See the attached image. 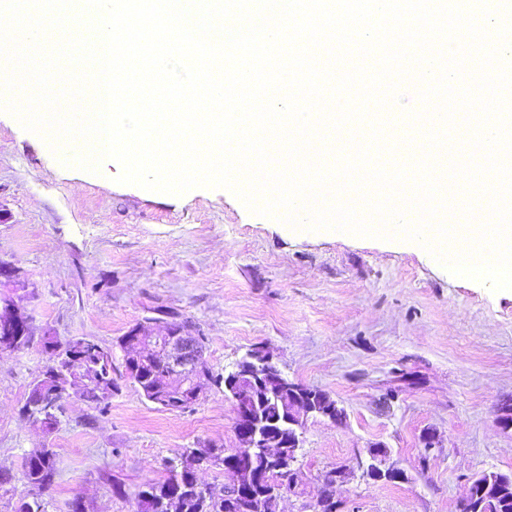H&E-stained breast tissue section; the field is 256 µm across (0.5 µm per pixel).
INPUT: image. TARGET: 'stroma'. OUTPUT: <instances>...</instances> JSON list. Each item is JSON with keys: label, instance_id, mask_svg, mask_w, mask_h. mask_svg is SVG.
Here are the masks:
<instances>
[{"label": "stroma", "instance_id": "obj_1", "mask_svg": "<svg viewBox=\"0 0 512 512\" xmlns=\"http://www.w3.org/2000/svg\"><path fill=\"white\" fill-rule=\"evenodd\" d=\"M109 170L102 180L64 164L0 109V260L25 276L33 331L27 348L0 351V473L11 478L0 512L31 495L23 461L36 448L53 450L57 472L45 512H70L76 498L85 512H136L167 460L235 446L223 389L166 411L126 378L120 337L168 320L200 330L213 371L262 346L290 380L343 408L341 421L307 420L282 512H311L337 468L339 512H461L472 478L512 474V431L495 416L512 397V289L456 276L406 240L297 231L223 188L177 196L118 183V163ZM47 334L97 341L117 385L103 412L70 397L49 433L22 413ZM375 446L404 481L364 475Z\"/></svg>", "mask_w": 512, "mask_h": 512}]
</instances>
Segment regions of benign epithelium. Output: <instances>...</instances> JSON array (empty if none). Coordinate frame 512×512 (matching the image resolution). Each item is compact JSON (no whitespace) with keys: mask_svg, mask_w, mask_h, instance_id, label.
Listing matches in <instances>:
<instances>
[{"mask_svg":"<svg viewBox=\"0 0 512 512\" xmlns=\"http://www.w3.org/2000/svg\"><path fill=\"white\" fill-rule=\"evenodd\" d=\"M0 284H23L19 269L0 260ZM0 321L8 324L7 338H0V350H8L12 336L31 335L30 318L16 304L12 295L0 293ZM122 346L128 351L125 365L137 373L149 365L162 361L171 371L174 383L167 388H147L151 399L175 402L181 406L196 404L208 379V362L200 347L199 333L189 323L166 325L165 332L154 336L142 324L133 326ZM65 360L71 377L83 384L91 379L83 370L85 355L81 343L72 340L67 346ZM234 373L225 383L224 397L236 407V446L226 453L224 471L233 476V482L224 486L225 497L240 496L248 490L255 478L273 486L269 500L253 512H279V503L295 487L299 472L298 454L308 416L321 417L332 422L336 418V403L322 390L311 391L285 376L273 361L270 352L262 346L249 349L233 366ZM271 387L273 396L283 409L282 426L268 424L263 407L254 400L253 392ZM498 423L512 429V397L499 401L495 409ZM271 460L273 467L258 474L241 464L254 455ZM388 450L369 449L366 474L373 480L397 482L405 480V472L387 463ZM498 473H484L475 477L467 490L463 505L477 504L479 512H497Z\"/></svg>","mask_w":512,"mask_h":512,"instance_id":"obj_1","label":"benign epithelium"}]
</instances>
